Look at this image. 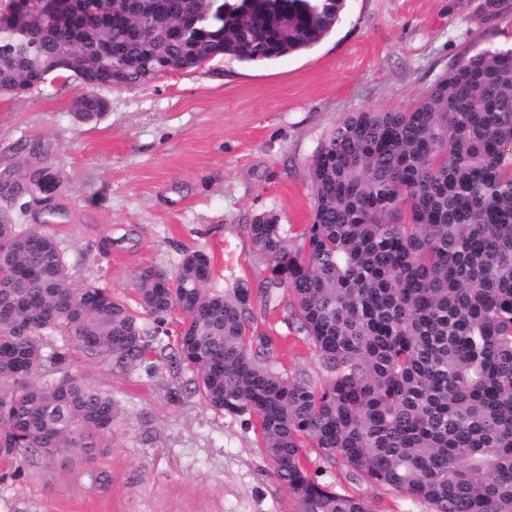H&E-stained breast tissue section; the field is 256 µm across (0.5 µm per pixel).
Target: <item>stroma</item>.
<instances>
[{"label": "stroma", "mask_w": 512, "mask_h": 512, "mask_svg": "<svg viewBox=\"0 0 512 512\" xmlns=\"http://www.w3.org/2000/svg\"><path fill=\"white\" fill-rule=\"evenodd\" d=\"M345 0L313 48L271 62L218 57L136 86L100 88L99 121L75 119L86 88L48 79L0 97V178L47 167L52 196L0 194V214L60 231L76 285L133 295L137 275L175 272L183 249L208 253L217 287L257 281L245 224L276 212L311 223L309 169L321 141L365 108H408L463 55L512 47V0ZM40 155L28 152L31 144ZM77 371L118 402L110 445L89 462L0 476V512H299L270 471L243 418L206 407L191 375L104 372L81 356ZM319 482L367 498L373 512L426 505L358 484L348 469L311 461Z\"/></svg>", "instance_id": "stroma-1"}]
</instances>
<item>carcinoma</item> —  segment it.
Here are the masks:
<instances>
[{
    "mask_svg": "<svg viewBox=\"0 0 512 512\" xmlns=\"http://www.w3.org/2000/svg\"><path fill=\"white\" fill-rule=\"evenodd\" d=\"M183 32L98 17L82 29L17 28L0 10V92L50 77L96 89L114 72L138 85L219 56L273 61L318 44L343 0H157ZM112 55L99 57L102 43ZM96 67L62 69L65 47ZM313 221L273 212L245 225L264 266L257 283L211 287L214 269L186 249L171 275L138 276L135 296L74 284L59 233L0 220V463L52 451L89 460L112 435V394L72 370L144 364L167 349L218 412L249 416L268 466L299 512H372L366 498L317 481L305 449L350 478L429 512H512V48L465 56L402 112L353 113L320 144L309 172ZM289 297L320 379L288 369L255 302ZM182 314L172 342L144 326Z\"/></svg>",
    "mask_w": 512,
    "mask_h": 512,
    "instance_id": "1",
    "label": "carcinoma"
}]
</instances>
